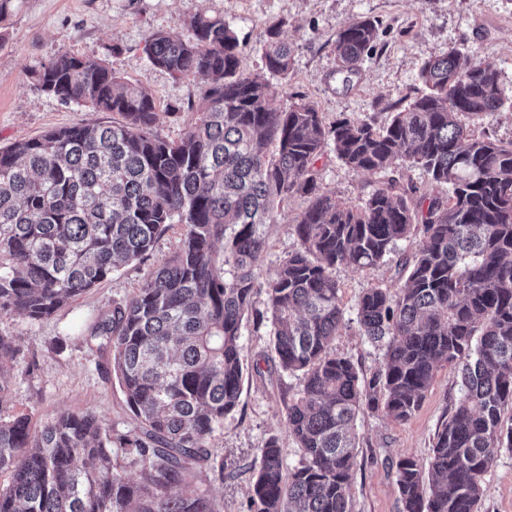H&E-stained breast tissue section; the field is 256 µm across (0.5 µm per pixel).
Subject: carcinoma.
<instances>
[{
    "mask_svg": "<svg viewBox=\"0 0 512 512\" xmlns=\"http://www.w3.org/2000/svg\"><path fill=\"white\" fill-rule=\"evenodd\" d=\"M188 25L190 38L154 33L145 47L172 77L207 81L180 140L152 133L157 108L145 86L62 52L36 73L39 89L123 121L0 147V315L45 319L146 255L168 225L185 226L174 255L86 327L112 351L136 428L114 436L89 410L61 411L37 428L27 415L0 417V471L10 472L0 512H219L208 493L178 488L201 471L224 478L207 439L238 404L249 317L269 324L282 371L302 374L281 405L304 460L284 472L278 441L268 439L252 464L247 512H352L358 415L408 420L443 366L457 370L460 395L429 459L392 463L399 501L402 512H478L484 474L512 449V141L475 131L503 105L498 73L451 49L423 65L426 91L387 122L328 124L310 102L271 106L272 79L292 63L276 34L264 71L253 73L224 17L196 13ZM375 38L369 20L343 28L340 71L352 73ZM329 145L354 172L409 161L448 195L389 178L360 204L342 202L317 185ZM296 195L307 198L297 245L261 285L262 227ZM416 230L422 242L399 262L397 292L367 288L356 318L346 317L336 267H374ZM260 292L266 310L254 312ZM352 322L384 350L368 379L331 350ZM18 355L0 335V394Z\"/></svg>",
    "mask_w": 512,
    "mask_h": 512,
    "instance_id": "cac0c4a2",
    "label": "carcinoma"
}]
</instances>
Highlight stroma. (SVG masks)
<instances>
[{
    "instance_id": "stroma-1",
    "label": "stroma",
    "mask_w": 512,
    "mask_h": 512,
    "mask_svg": "<svg viewBox=\"0 0 512 512\" xmlns=\"http://www.w3.org/2000/svg\"><path fill=\"white\" fill-rule=\"evenodd\" d=\"M199 11L220 14L231 25L253 72L264 67L268 27L278 25L282 39L293 48V61L287 77L277 82L273 107L282 110L308 101L329 122L345 117L387 121L420 96L423 64L459 49L497 71L504 104L480 128L498 140L512 141V0H22L0 23V147L55 127L119 121V114L65 103L37 88L36 72L65 51L103 60L126 83L144 84L157 106L155 133L180 140L190 128L188 104L198 100L205 83L198 76L177 80L151 66L145 45L156 32L188 37L187 21ZM356 19L374 21L377 38L347 82L337 71L334 41ZM316 168L321 190L352 205L361 203L381 180L374 173L350 171L330 147ZM305 206L304 198H291L276 223L266 225L269 248L257 263L259 281H266L280 258L295 247L294 224ZM184 232V225H171L143 259L120 266L51 317L32 321L17 313L0 316V334L12 337L20 350L0 396V415L26 414L37 426L63 410H91L113 433L133 430L136 420L112 371V356L109 350L91 347L85 328L129 298L174 254ZM335 277L350 313L365 289L392 292L400 283L392 258L370 269L340 266ZM241 343L238 405L208 440L229 476L219 481L208 473L192 483L194 490L216 499L220 512H244L251 465L268 438H278L285 469H294L303 457L280 403L282 392L300 390L299 377L280 369L268 327L245 322ZM332 349L351 358L364 376L382 363L381 350L353 329L337 334ZM458 395L456 375L444 367L408 421L359 415L358 467L350 488L353 512H400L391 463L404 455L428 457L434 434ZM480 512H512V451H502L485 473Z\"/></svg>"
}]
</instances>
